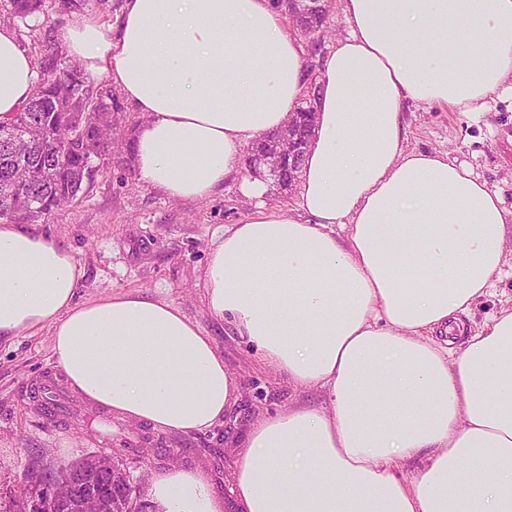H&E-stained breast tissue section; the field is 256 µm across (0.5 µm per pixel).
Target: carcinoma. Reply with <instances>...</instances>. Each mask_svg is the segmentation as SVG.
<instances>
[{
  "mask_svg": "<svg viewBox=\"0 0 512 512\" xmlns=\"http://www.w3.org/2000/svg\"><path fill=\"white\" fill-rule=\"evenodd\" d=\"M86 0H6L12 19L28 26L61 9H79ZM39 68L54 70V79L36 82L29 100L0 119V215L18 224H33L72 204L85 193L98 171L95 160L112 153L120 124L112 91L93 89L82 68L58 67L48 55ZM66 162L58 163L59 150ZM140 496L130 486L119 512H140Z\"/></svg>",
  "mask_w": 512,
  "mask_h": 512,
  "instance_id": "carcinoma-1",
  "label": "carcinoma"
}]
</instances>
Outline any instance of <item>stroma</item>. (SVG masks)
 <instances>
[{"instance_id": "1", "label": "stroma", "mask_w": 512, "mask_h": 512, "mask_svg": "<svg viewBox=\"0 0 512 512\" xmlns=\"http://www.w3.org/2000/svg\"><path fill=\"white\" fill-rule=\"evenodd\" d=\"M75 14L57 11L49 20L35 22L33 29L19 31L34 60L43 58L48 44L58 59L67 60L60 35ZM403 122L408 149L437 151L470 166L499 190L505 209L512 212L511 92L494 98L475 121L448 107L411 103ZM239 183L235 175L209 199L178 202L141 182L136 169L107 156L83 196L36 223L37 231L63 243L81 263L77 301L110 291H137L173 302L212 337L240 392L221 422L180 434L147 422H128L109 408L84 401L55 364L50 329L1 340L0 512H11L32 465L55 467L95 454L117 457L136 477L172 467L202 470L223 499L224 512H236L235 461L252 422L298 399L324 403L320 391H298L275 374L254 348L208 310L203 288L208 251L226 226L254 210ZM504 308H512L511 268L473 306L465 322L480 329Z\"/></svg>"}]
</instances>
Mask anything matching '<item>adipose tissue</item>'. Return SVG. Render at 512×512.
<instances>
[{
  "mask_svg": "<svg viewBox=\"0 0 512 512\" xmlns=\"http://www.w3.org/2000/svg\"><path fill=\"white\" fill-rule=\"evenodd\" d=\"M339 4L349 33L323 62L297 206L258 207L208 255L211 314L295 389L327 396L253 422L233 492L241 512H512V311L452 340L501 276L512 220L471 168L407 150L403 123L410 102L475 116L512 84V0ZM62 43L145 116L139 178L180 202L223 187L307 91L270 0H125L119 29L80 16ZM35 81L1 24L0 116ZM82 276L62 243L1 219L0 338L51 328L69 386L124 419L182 434L222 420L239 385L212 338L164 299L76 302ZM150 499L224 510L179 469L153 474Z\"/></svg>",
  "mask_w": 512,
  "mask_h": 512,
  "instance_id": "1",
  "label": "adipose tissue"
}]
</instances>
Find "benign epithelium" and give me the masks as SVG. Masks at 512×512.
<instances>
[{
  "label": "benign epithelium",
  "instance_id": "obj_1",
  "mask_svg": "<svg viewBox=\"0 0 512 512\" xmlns=\"http://www.w3.org/2000/svg\"><path fill=\"white\" fill-rule=\"evenodd\" d=\"M288 4V16L295 17L321 7L322 0H276ZM317 98L311 93L306 107L291 113L288 134L275 133L264 137L262 146L247 152L243 165L249 174L264 181L280 193L285 186L284 166H294L305 155L314 128ZM131 474L107 456L89 455L79 461L61 466L41 490L23 498L21 512H82L89 501L96 503L99 512H113L117 503L112 499L110 486L128 485Z\"/></svg>",
  "mask_w": 512,
  "mask_h": 512
}]
</instances>
